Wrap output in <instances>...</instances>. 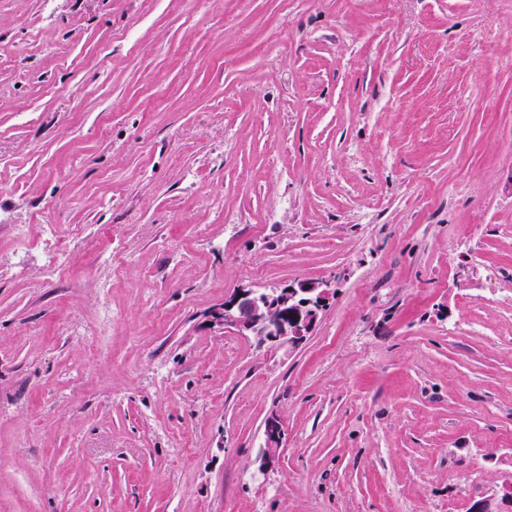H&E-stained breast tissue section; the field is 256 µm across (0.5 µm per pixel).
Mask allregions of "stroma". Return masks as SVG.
<instances>
[{
    "instance_id": "1",
    "label": "stroma",
    "mask_w": 512,
    "mask_h": 512,
    "mask_svg": "<svg viewBox=\"0 0 512 512\" xmlns=\"http://www.w3.org/2000/svg\"><path fill=\"white\" fill-rule=\"evenodd\" d=\"M333 277L296 349L212 321ZM510 482L512 0H0V512ZM284 431L280 421L275 417H269L264 430L263 468L275 470L280 463V448L282 447Z\"/></svg>"
}]
</instances>
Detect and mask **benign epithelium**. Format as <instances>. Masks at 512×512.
Listing matches in <instances>:
<instances>
[{
	"label": "benign epithelium",
	"mask_w": 512,
	"mask_h": 512,
	"mask_svg": "<svg viewBox=\"0 0 512 512\" xmlns=\"http://www.w3.org/2000/svg\"><path fill=\"white\" fill-rule=\"evenodd\" d=\"M337 281H298L274 284L261 290H239L215 312L216 324L253 340L260 347H299L313 331ZM284 431L275 417L267 419L264 430L263 468L275 470L280 463ZM512 506V483L502 488L499 499L473 503L471 512H503Z\"/></svg>",
	"instance_id": "obj_1"
}]
</instances>
